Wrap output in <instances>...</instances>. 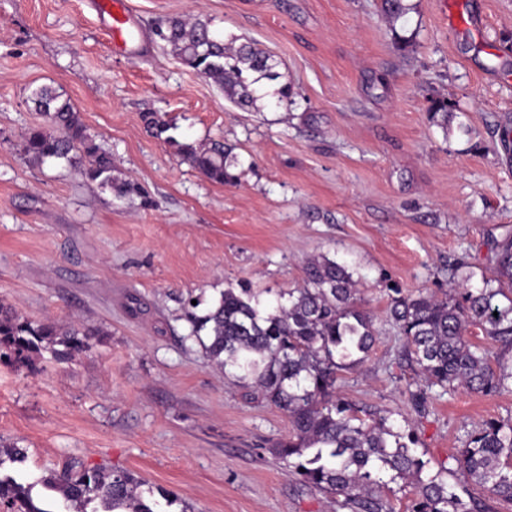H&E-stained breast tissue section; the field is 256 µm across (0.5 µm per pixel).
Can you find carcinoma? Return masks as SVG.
Returning <instances> with one entry per match:
<instances>
[{
    "label": "carcinoma",
    "mask_w": 512,
    "mask_h": 512,
    "mask_svg": "<svg viewBox=\"0 0 512 512\" xmlns=\"http://www.w3.org/2000/svg\"><path fill=\"white\" fill-rule=\"evenodd\" d=\"M381 10L396 23L410 7L404 0H381ZM159 36L183 65L212 80L239 106L253 105L255 85L262 80L279 78L270 55L253 43H225L202 20H173ZM31 100L45 123L25 133L29 160L71 163L81 155L88 159L82 168L86 178L112 185V155L94 143L80 112L49 86L34 89ZM430 117L448 131L453 118L448 100L435 101ZM142 120L158 138L168 131L153 112ZM180 151L211 181L233 179L224 144L184 143ZM491 261L493 274L480 288L469 287L465 277L443 298L420 293L391 299L389 317L404 336L406 355L425 387L461 386L484 395L512 389V372L496 371L489 350L466 338L469 327L479 326L492 339L512 346L511 234L497 243ZM303 273V287L264 315L249 290H224L205 315L191 321L188 338L201 345L217 368L236 371L240 382L260 389L288 415L292 431L275 444L274 453L290 460L304 484L336 498L347 512H388L381 490L398 479L415 487L408 512H483L473 498L448 489V468L424 474L426 462L412 448V434L393 431L384 417L370 423L359 418L336 395L338 372L347 368L346 360L373 347V318L359 307L356 281L345 265L322 256L307 261ZM93 335L85 325L32 322L0 305V356L15 363L29 364L44 351L58 361L71 360L89 349ZM26 459L24 448L0 447V468ZM456 463L469 482L512 503V426L484 422L471 433ZM39 483L59 496L66 512H98L88 510L95 502L103 512H161L160 500L173 504L168 492L143 489L144 483L129 471L86 468L75 460ZM33 488L0 475V503L12 512H49L36 504Z\"/></svg>",
    "instance_id": "carcinoma-1"
}]
</instances>
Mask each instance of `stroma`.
<instances>
[{
  "label": "stroma",
  "instance_id": "35a3bbf8",
  "mask_svg": "<svg viewBox=\"0 0 512 512\" xmlns=\"http://www.w3.org/2000/svg\"><path fill=\"white\" fill-rule=\"evenodd\" d=\"M410 5L393 24L381 0H128L140 42L121 48L88 0H0V304L97 331L68 362L0 361V442L26 449L20 474L46 512L58 504L36 481L71 460L135 473L193 512H337L272 454L286 413L187 338L224 289L287 302L321 255L374 315L372 350L338 374L345 400L413 433L431 473L483 422L512 425V391L436 388L415 405L416 367L386 316L396 295L447 293L460 261L481 286L512 231V0ZM174 18L267 51L292 105L229 101L159 39ZM43 85L111 153L112 186L28 161ZM438 97L445 130L429 118ZM212 141L234 182L178 150Z\"/></svg>",
  "mask_w": 512,
  "mask_h": 512
}]
</instances>
